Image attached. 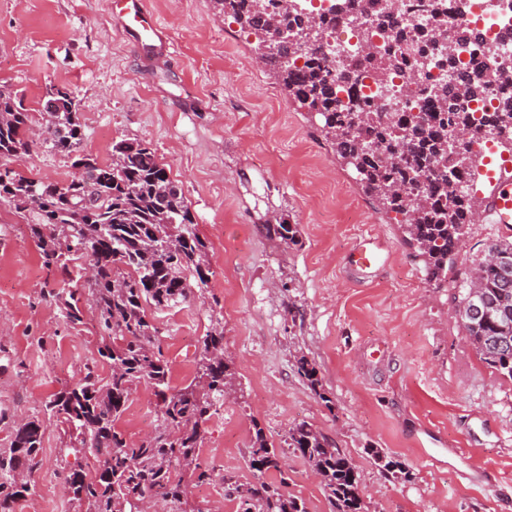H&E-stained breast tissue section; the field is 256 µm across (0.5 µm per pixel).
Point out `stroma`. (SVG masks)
<instances>
[{"instance_id": "1", "label": "stroma", "mask_w": 512, "mask_h": 512, "mask_svg": "<svg viewBox=\"0 0 512 512\" xmlns=\"http://www.w3.org/2000/svg\"><path fill=\"white\" fill-rule=\"evenodd\" d=\"M110 0H0V86L44 123L50 87L68 89L85 127L83 149L112 160L123 140L150 147L182 188L208 246L204 298L155 313L172 386L196 374L211 316L237 393L205 425L199 461L212 478L188 488L195 512H236L255 429L273 441L288 493L330 512L303 459L285 440L307 422L355 464L367 512H512V379L489 368L453 314L468 270L501 241L498 225H468L461 254L428 280L399 218L368 200L312 113L256 64L251 38L212 0H150L170 57L135 47ZM43 181L71 178L68 157L41 146L14 160ZM29 217L0 205V448L11 423L84 374L99 341L94 315L67 324L53 299L68 283L48 270ZM294 224L297 244L266 237ZM370 245L368 269L349 262ZM315 364L323 391L297 373ZM153 389L138 385L118 423L127 438L157 425ZM396 464L379 467L375 452ZM31 495L15 512H74L63 468H91L46 423Z\"/></svg>"}]
</instances>
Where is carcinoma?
<instances>
[{"mask_svg": "<svg viewBox=\"0 0 512 512\" xmlns=\"http://www.w3.org/2000/svg\"><path fill=\"white\" fill-rule=\"evenodd\" d=\"M215 8L256 38V55L267 57L266 68L288 97L323 118L322 131L343 164L361 177L365 192L388 212L406 207L402 189L421 172L431 179L405 223L429 279L437 280L457 254L470 223L474 201L459 187L458 176L471 170L476 153L448 151V132L471 138H512V72L457 73L452 82L426 88L432 111L407 127L383 120L381 112H330L339 84L358 77L361 69L374 80L388 81L391 70L408 62L417 71L425 58L446 55L448 29L444 23L419 37L409 36L401 10L386 0H370L381 45L362 58H350L339 71L322 52L325 29L336 18L351 17L358 0H339L340 15L322 16L308 47L310 61L301 68L288 64L282 33L304 31L312 16L299 0H286L278 11L272 0H213ZM496 81L503 94L504 112H485L479 118L465 108L484 87ZM44 147L84 165L81 175L64 182L41 181L18 171L0 177V200L18 213L35 215L31 235L46 268L69 277L72 263L92 261L94 272L83 283L54 295L72 324L90 309L101 328L98 358L83 378L53 393L44 404L47 419L32 416L14 423L10 446L0 448V512H15V504L33 491L28 476L39 465V452L49 420L70 432L79 424L80 445L94 458L93 468H63L77 512H142L153 499L187 510L189 482L203 483L212 473L199 462V445L207 421L224 405L234 387L233 363L224 355L221 319L200 340L197 376L173 388L169 366L158 343L159 331L149 311L163 310L193 295L204 297L212 271L208 246L182 190L170 178L155 152L138 142L121 141L112 148L115 160L106 165L83 154L79 114L63 104L48 113ZM33 117L18 93L0 88V167L30 151ZM267 234L285 244L298 242L295 224H269ZM512 241L488 249L459 292L458 312L471 346L489 367L512 379ZM107 366L104 376L95 371ZM297 372L319 392L316 367L304 356ZM151 385L159 398L158 424L153 434L126 438L118 422L139 384ZM288 447L298 453L318 477L331 512H364L359 475L339 449L301 422L288 431ZM249 468L261 482L239 485L237 512H308L303 499L272 486L262 477L282 472L281 455L262 429L255 430Z\"/></svg>", "mask_w": 512, "mask_h": 512, "instance_id": "carcinoma-1", "label": "carcinoma"}]
</instances>
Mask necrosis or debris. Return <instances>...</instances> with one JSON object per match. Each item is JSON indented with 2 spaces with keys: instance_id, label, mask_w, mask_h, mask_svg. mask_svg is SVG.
I'll list each match as a JSON object with an SVG mask.
<instances>
[{
  "instance_id": "necrosis-or-debris-1",
  "label": "necrosis or debris",
  "mask_w": 512,
  "mask_h": 512,
  "mask_svg": "<svg viewBox=\"0 0 512 512\" xmlns=\"http://www.w3.org/2000/svg\"><path fill=\"white\" fill-rule=\"evenodd\" d=\"M449 28L465 26L479 32V39L468 42L466 49L457 54L454 64H447L444 58L428 57L418 74L411 75L394 71L386 88H379L372 76L338 88L335 107L344 111L347 106L377 108L384 100H392V112L396 120L406 122L413 116L429 111L430 106L423 98L420 88L430 82L448 81L454 70H497L512 72V14L504 11L494 0H469L467 12H460L457 0H442ZM378 31L369 11H359L356 23L329 29L323 46L335 58L344 63L347 58L357 55L362 42H378ZM497 41L502 49L495 58H487L484 44Z\"/></svg>"
}]
</instances>
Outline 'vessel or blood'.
Masks as SVG:
<instances>
[{"instance_id":"obj_1","label":"vessel or blood","mask_w":512,"mask_h":512,"mask_svg":"<svg viewBox=\"0 0 512 512\" xmlns=\"http://www.w3.org/2000/svg\"><path fill=\"white\" fill-rule=\"evenodd\" d=\"M112 13L132 36L136 46L147 45L158 54H168L170 45L160 25L151 16L148 0H112ZM479 205L483 223L512 229V147L498 139L487 141L466 185Z\"/></svg>"}]
</instances>
